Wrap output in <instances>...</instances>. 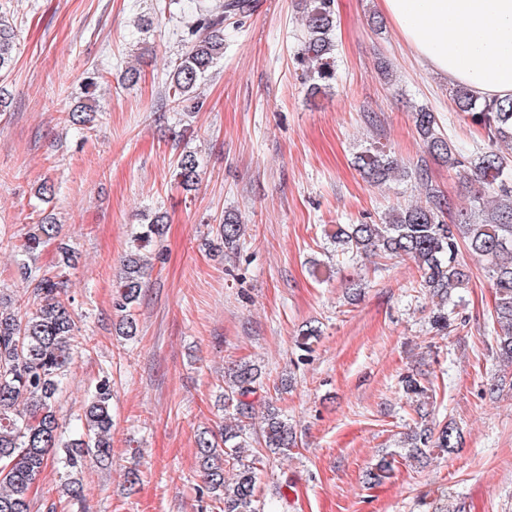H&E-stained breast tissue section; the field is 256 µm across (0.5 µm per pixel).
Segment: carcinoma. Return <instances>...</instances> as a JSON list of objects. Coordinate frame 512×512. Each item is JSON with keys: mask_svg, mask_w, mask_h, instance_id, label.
<instances>
[{"mask_svg": "<svg viewBox=\"0 0 512 512\" xmlns=\"http://www.w3.org/2000/svg\"><path fill=\"white\" fill-rule=\"evenodd\" d=\"M333 0H301L303 6L302 62L304 79L318 91L335 79L336 51ZM252 0H218L199 10L188 27V49L168 75V98L177 103L200 104L198 86L224 57V22L231 15L250 11ZM18 46L12 24L0 16V73L13 65ZM460 112L472 115L487 133L491 146L477 156L463 154L439 128L434 113L419 106L413 123L422 144L414 173L423 177L428 160L448 166L495 192V199L474 209L459 208L453 200L427 193L426 204L393 208L379 224L337 226L331 235L335 252L348 256H388L411 261L419 273V286L433 302L435 328H450L448 303L468 287L472 271L460 259L461 251L484 263L495 295L491 315L495 352L512 364V158L496 144L512 143V98L479 100L466 86L452 88ZM364 178L382 185L409 176L408 167L375 146L356 157ZM176 176L187 191L200 181V164L193 151H182L176 160ZM165 215L145 218L132 235L123 270L117 281L116 306L128 311L140 299L145 277L153 268V247L164 234ZM246 225L227 212L217 230V240L227 252L236 251ZM57 225H36L20 245L33 257L56 237ZM23 279L34 285L40 306L20 313L0 304V512H30L28 491L36 477L54 461L63 469L60 492L67 499H84L77 473L86 457H112V385L105 375L88 393L78 415L81 436L67 440L55 405L70 373L76 343L75 320L63 296L64 276H47L23 264ZM262 368L254 361H239L224 372V423L196 436V458L206 489L219 512H260L255 446L279 457L295 447L294 428L288 417L264 403L260 437L253 438L256 416L254 396L262 388ZM404 392L416 402L415 412L426 418L429 380L408 374ZM458 425L446 422L436 429L424 424L402 440L405 456L425 467L436 454H448L462 446ZM394 470V458L382 456L366 471L370 485H378Z\"/></svg>", "mask_w": 512, "mask_h": 512, "instance_id": "carcinoma-1", "label": "carcinoma"}]
</instances>
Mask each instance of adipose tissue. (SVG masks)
Instances as JSON below:
<instances>
[{
	"mask_svg": "<svg viewBox=\"0 0 512 512\" xmlns=\"http://www.w3.org/2000/svg\"><path fill=\"white\" fill-rule=\"evenodd\" d=\"M407 46L449 83L512 97V0H382Z\"/></svg>",
	"mask_w": 512,
	"mask_h": 512,
	"instance_id": "ef3b65f1",
	"label": "adipose tissue"
}]
</instances>
